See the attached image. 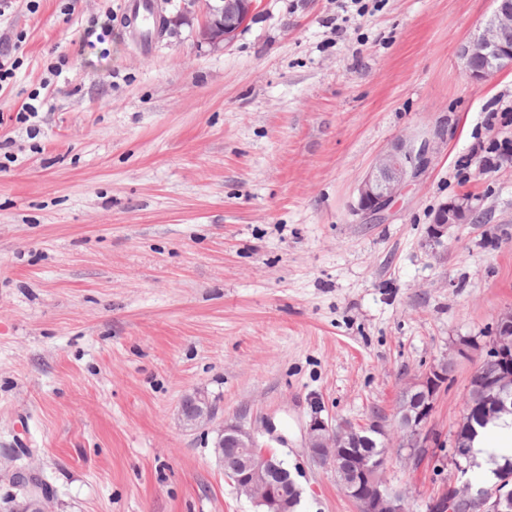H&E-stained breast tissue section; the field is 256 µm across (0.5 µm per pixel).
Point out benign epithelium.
Returning <instances> with one entry per match:
<instances>
[{"instance_id": "7a95c632", "label": "benign epithelium", "mask_w": 512, "mask_h": 512, "mask_svg": "<svg viewBox=\"0 0 512 512\" xmlns=\"http://www.w3.org/2000/svg\"><path fill=\"white\" fill-rule=\"evenodd\" d=\"M201 34L207 43L218 47L230 42L233 29L222 26L224 6L233 0H203ZM493 15L467 43L460 56L466 75L474 81H483L492 74L512 68V0H493ZM430 163V143L399 140L381 154L363 177L357 199V209L376 215L384 211L405 185ZM473 219L470 199L458 196L444 203L435 213L431 224L432 235L441 237L450 224H467ZM482 362H496L495 374L480 383L491 397L485 407V418L495 419L512 411V312L498 316L497 335L487 348ZM448 387L446 361L432 363L415 377L404 390L394 415L392 429L408 448H435L437 435L428 423L439 393ZM178 419L184 428H209L214 433L213 448L216 461L224 476L239 492L245 494L257 512H290L288 498L275 488L273 473L279 468L272 451L259 446L257 433L237 423L217 420V409L209 395L196 390L182 400ZM370 431L382 438L388 431L381 421L374 420L368 427L350 423L333 424L314 411L306 428L307 448L313 461L327 466L342 476L341 488L353 499L362 502L366 512H404L398 496L386 492L382 483L373 478L362 485L359 473L345 466V458L359 442L360 434ZM243 448L245 455L226 459L224 449ZM9 481L20 492L21 512H52L51 498L45 493L43 478L34 468L13 470ZM461 496L456 485L437 491L428 500L429 512H454ZM487 512H507L512 506V492L495 483L481 489Z\"/></svg>"}]
</instances>
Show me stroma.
<instances>
[{
	"instance_id": "obj_1",
	"label": "stroma",
	"mask_w": 512,
	"mask_h": 512,
	"mask_svg": "<svg viewBox=\"0 0 512 512\" xmlns=\"http://www.w3.org/2000/svg\"><path fill=\"white\" fill-rule=\"evenodd\" d=\"M121 0H12L24 35L0 91V498L32 467L53 512H255L185 430L206 391L267 429L297 512H359L305 448L312 411L392 420L408 383L456 359L429 427L449 438L498 316L512 310V69L484 81L460 50L493 0H254L233 40L177 21L142 53ZM105 40L83 41L93 21ZM45 104L28 138L17 114ZM431 141L421 176L378 215L358 187L400 139ZM468 196L478 220L429 227ZM383 476L409 512L453 466L391 439Z\"/></svg>"
}]
</instances>
